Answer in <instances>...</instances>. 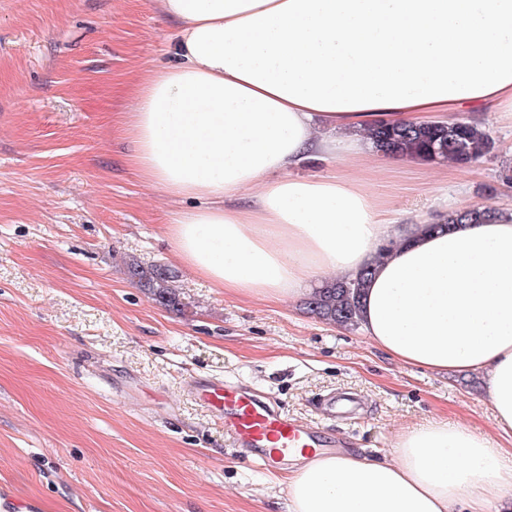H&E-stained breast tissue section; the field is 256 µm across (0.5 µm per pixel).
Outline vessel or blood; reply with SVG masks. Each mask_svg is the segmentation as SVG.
I'll return each mask as SVG.
<instances>
[{
    "label": "vessel or blood",
    "instance_id": "obj_1",
    "mask_svg": "<svg viewBox=\"0 0 512 512\" xmlns=\"http://www.w3.org/2000/svg\"><path fill=\"white\" fill-rule=\"evenodd\" d=\"M194 399L222 420L233 442L247 449L250 459L273 472L278 461L292 451L319 452L332 441L319 428L288 417L270 400L220 379L191 382Z\"/></svg>",
    "mask_w": 512,
    "mask_h": 512
}]
</instances>
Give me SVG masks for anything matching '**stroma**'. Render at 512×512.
Returning <instances> with one entry per match:
<instances>
[{
    "label": "stroma",
    "instance_id": "35a3bbf8",
    "mask_svg": "<svg viewBox=\"0 0 512 512\" xmlns=\"http://www.w3.org/2000/svg\"><path fill=\"white\" fill-rule=\"evenodd\" d=\"M175 32L153 0H0V512H289L286 471L258 470L192 380L243 384L368 456L429 419L493 434L478 375L402 365L300 299L227 293L182 265L166 227L191 203L142 181L120 124L140 77L175 62ZM471 118L495 155L450 176L398 164L376 192L410 221L447 180L512 204V122ZM132 259L175 271L182 311L130 282ZM348 394L355 414L329 419Z\"/></svg>",
    "mask_w": 512,
    "mask_h": 512
}]
</instances>
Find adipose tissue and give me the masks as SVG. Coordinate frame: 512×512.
Masks as SVG:
<instances>
[{
  "instance_id": "1",
  "label": "adipose tissue",
  "mask_w": 512,
  "mask_h": 512,
  "mask_svg": "<svg viewBox=\"0 0 512 512\" xmlns=\"http://www.w3.org/2000/svg\"><path fill=\"white\" fill-rule=\"evenodd\" d=\"M177 61L124 120L141 179L195 201L169 236L190 270L246 297L297 298L370 269L360 325L399 363L482 375L495 435L429 420L383 460L292 456L291 512H512V207L488 223L400 222L374 192L375 121L512 116V0H155ZM306 159L338 166L308 176ZM247 199L244 207L232 198Z\"/></svg>"
}]
</instances>
